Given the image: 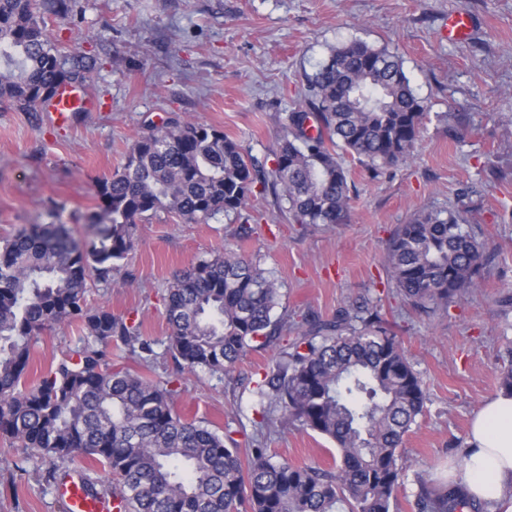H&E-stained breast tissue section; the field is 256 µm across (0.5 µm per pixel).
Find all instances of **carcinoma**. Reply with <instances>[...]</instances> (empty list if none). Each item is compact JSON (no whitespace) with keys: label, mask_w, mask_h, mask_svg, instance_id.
I'll use <instances>...</instances> for the list:
<instances>
[{"label":"carcinoma","mask_w":512,"mask_h":512,"mask_svg":"<svg viewBox=\"0 0 512 512\" xmlns=\"http://www.w3.org/2000/svg\"><path fill=\"white\" fill-rule=\"evenodd\" d=\"M76 4L0 0L1 100L31 112L57 84L91 81L98 58L65 53L46 33L44 15L72 17ZM305 79L304 104L282 117L271 166L211 126L167 123L98 181L84 237L53 222L0 240V436L58 462L47 484L81 458L108 469L106 494L127 512H394L400 448L427 397L378 311L290 324L274 315L278 279L234 252L175 272L167 289V352L183 371L228 375L255 345L295 331L258 395L265 413L335 442L339 465L327 470L276 462L265 448L242 460L224 436L175 412L172 380L112 369V341L141 362L156 355L155 342L134 319L85 303L90 283L112 281L149 215L206 224L238 212L257 187L293 224H342L351 200L343 156L373 175L410 159L427 106L396 53L351 41ZM488 257L461 212L428 209L399 225L384 263L406 302L434 315L481 287ZM60 323L78 331L74 346L23 387L34 339ZM414 509L486 512L462 484L430 481L419 483Z\"/></svg>","instance_id":"obj_1"}]
</instances>
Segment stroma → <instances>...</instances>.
I'll return each instance as SVG.
<instances>
[{
  "label": "stroma",
  "mask_w": 512,
  "mask_h": 512,
  "mask_svg": "<svg viewBox=\"0 0 512 512\" xmlns=\"http://www.w3.org/2000/svg\"><path fill=\"white\" fill-rule=\"evenodd\" d=\"M82 16H46L52 43L95 55L96 111L69 126L0 100V238L43 224L54 205L75 224L98 203L96 184L131 144L163 119L211 125L257 158L278 146L283 113L301 106L306 74L331 49L362 40L397 53L427 105L407 165L370 177L351 157L345 224L289 223L272 196L251 195L239 214L185 224L159 213L138 224L137 243L89 307L137 318L156 342L148 366L123 367L171 378L176 412L210 425L237 448L262 443L275 461L330 468L334 442L262 417L257 385L293 336L255 347L229 376L179 372L165 352L162 296L174 272L231 250L281 283L279 313L302 323L370 306L399 336L427 394L404 438L407 481L397 512H412L418 479L446 481L461 468L470 421L498 393L512 363V0H78ZM467 15L468 37L449 40L448 16ZM464 138H455L458 129ZM464 211L492 252L481 288L425 316L397 294L383 263L396 228L420 210ZM76 330L56 325L32 347L26 386L73 346ZM51 461L0 438V512H65L43 476Z\"/></svg>",
  "instance_id": "stroma-1"
}]
</instances>
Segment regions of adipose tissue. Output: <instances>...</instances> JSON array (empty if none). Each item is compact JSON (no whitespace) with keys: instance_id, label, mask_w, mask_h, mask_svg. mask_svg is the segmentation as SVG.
Listing matches in <instances>:
<instances>
[{"instance_id":"adipose-tissue-1","label":"adipose tissue","mask_w":512,"mask_h":512,"mask_svg":"<svg viewBox=\"0 0 512 512\" xmlns=\"http://www.w3.org/2000/svg\"><path fill=\"white\" fill-rule=\"evenodd\" d=\"M464 481L476 500L512 499V395L502 392L475 414L463 452Z\"/></svg>"}]
</instances>
